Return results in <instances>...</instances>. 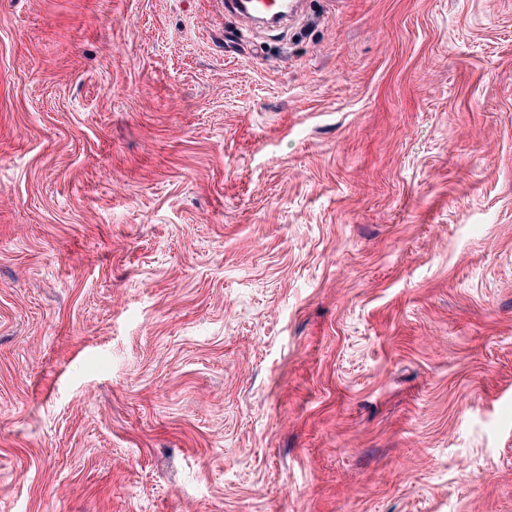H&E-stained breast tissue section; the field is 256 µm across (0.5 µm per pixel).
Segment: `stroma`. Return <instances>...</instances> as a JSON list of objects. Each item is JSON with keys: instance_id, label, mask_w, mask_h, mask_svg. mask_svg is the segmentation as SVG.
<instances>
[{"instance_id": "1", "label": "stroma", "mask_w": 512, "mask_h": 512, "mask_svg": "<svg viewBox=\"0 0 512 512\" xmlns=\"http://www.w3.org/2000/svg\"><path fill=\"white\" fill-rule=\"evenodd\" d=\"M0 0V512H512V0ZM224 7L249 20L256 15H280L282 12L280 0H226Z\"/></svg>"}]
</instances>
